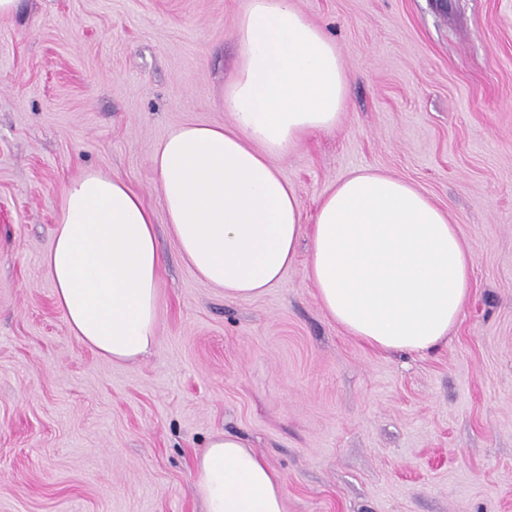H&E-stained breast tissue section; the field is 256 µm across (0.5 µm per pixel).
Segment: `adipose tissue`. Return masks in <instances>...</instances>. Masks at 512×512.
I'll return each instance as SVG.
<instances>
[{
  "mask_svg": "<svg viewBox=\"0 0 512 512\" xmlns=\"http://www.w3.org/2000/svg\"><path fill=\"white\" fill-rule=\"evenodd\" d=\"M231 125L171 128L152 156L154 186L182 259L228 298L278 283L308 238L306 276L348 335L385 353L447 343L468 297L473 256L445 208L403 179L357 168L329 186L311 226L275 161L335 128L348 76L334 42L295 0H249L238 15ZM70 331L102 358L134 361L157 341L155 218L123 180L88 169L61 195L42 260ZM204 512H284L280 473L236 435L195 461Z\"/></svg>",
  "mask_w": 512,
  "mask_h": 512,
  "instance_id": "obj_1",
  "label": "adipose tissue"
}]
</instances>
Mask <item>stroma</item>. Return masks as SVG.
Here are the masks:
<instances>
[{
    "label": "stroma",
    "instance_id": "35a3bbf8",
    "mask_svg": "<svg viewBox=\"0 0 512 512\" xmlns=\"http://www.w3.org/2000/svg\"><path fill=\"white\" fill-rule=\"evenodd\" d=\"M248 0H23L0 18V512H203L193 462L242 437L285 512H512V0H296L349 75L335 129L278 159L312 223L356 167L414 183L474 258L448 342L382 353L321 306L300 250L256 298L181 259L152 154L227 125ZM122 179L155 213L157 343L73 336L41 264L66 182Z\"/></svg>",
    "mask_w": 512,
    "mask_h": 512
}]
</instances>
